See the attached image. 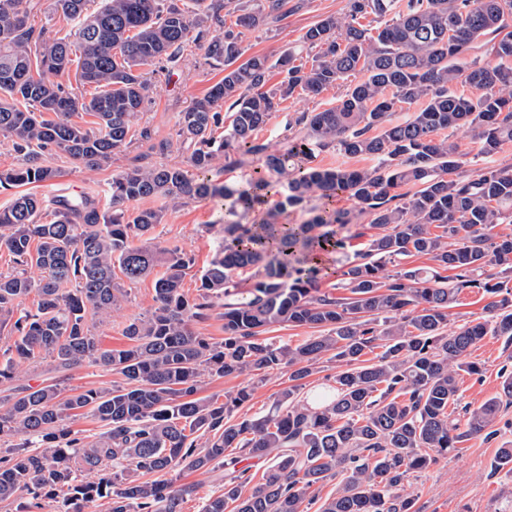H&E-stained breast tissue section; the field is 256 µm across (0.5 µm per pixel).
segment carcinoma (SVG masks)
Returning <instances> with one entry per match:
<instances>
[{
	"mask_svg": "<svg viewBox=\"0 0 512 512\" xmlns=\"http://www.w3.org/2000/svg\"><path fill=\"white\" fill-rule=\"evenodd\" d=\"M93 2L54 0L70 25L56 39L35 27V0H0V137L17 155L0 171V190L54 179L48 154L95 169L148 137L137 129L151 90L143 66H174L194 44L224 77L179 113L190 169L125 168L112 177L106 210L62 197L44 222L41 200L19 191L0 209V249L14 263L0 273V328L16 335L0 381L46 360L57 372L89 364L123 376L68 397L54 379L0 396V441L20 438L0 456V501L85 512L108 497L110 512H181L193 487L167 475L219 468L224 493L204 512H300L316 503L313 487L339 473L336 493L316 512H416L414 498L401 494L407 475L467 437L494 438L502 401L512 404L504 366L503 398L468 406L461 419L448 412L460 373H482L470 356L484 337L501 338L512 362V237L492 234L512 224V166L464 175L468 153L446 134L463 131L478 158L512 141V0H348L275 60L243 58V43L285 18L289 0ZM479 44L497 62L472 56ZM73 63L79 83L97 89L88 100L55 80ZM274 69L283 78L270 86ZM330 87L342 89L336 105L289 116L284 146L258 138L281 101ZM82 112L92 125L73 120ZM331 149L374 164L314 163L315 152ZM249 157L261 161L249 188L218 178L217 167L235 169ZM343 192L356 206L329 207ZM148 198L174 207L224 201L221 238L193 298L183 291L191 257L153 242L163 212L132 206ZM314 199L323 204L305 223H283ZM255 212L258 221H244ZM363 218L374 233L339 268L348 295L320 291L319 260L346 253ZM416 256L434 266H407ZM447 270L452 277L441 275ZM152 275L153 310L124 327L126 347L101 348L88 321L121 310L125 286ZM470 289L488 298L484 314L449 325V310ZM34 290L36 310L21 308ZM213 317L223 321L217 342L194 330ZM304 325L322 331L294 346L266 336ZM324 362L336 364L333 385L311 399L303 380ZM283 368L292 385L264 416L235 417L252 382L222 402L199 396L207 377ZM83 409L105 427L93 441L65 424ZM245 457L270 462L247 496ZM494 470L512 474V444L500 448ZM138 471L157 479L143 482Z\"/></svg>",
	"mask_w": 512,
	"mask_h": 512,
	"instance_id": "cac0c4a2",
	"label": "carcinoma"
}]
</instances>
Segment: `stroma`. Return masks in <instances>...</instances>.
Listing matches in <instances>:
<instances>
[{"instance_id": "stroma-1", "label": "stroma", "mask_w": 512, "mask_h": 512, "mask_svg": "<svg viewBox=\"0 0 512 512\" xmlns=\"http://www.w3.org/2000/svg\"><path fill=\"white\" fill-rule=\"evenodd\" d=\"M290 3L293 10L288 17L269 28L248 34L244 42L248 54H279L297 42L320 18L344 12L347 0H290ZM144 71L151 84V93L138 125L148 129L149 139L135 142L95 170L78 167L62 155L51 156L49 163L57 169V177L32 189L42 200L45 211H52V201L58 194L70 198L86 196L99 206H106L113 175L133 163L186 165L188 152L176 144L178 114L205 95L222 78L223 72L210 64L202 48L195 46L184 52L175 69L165 71L152 64L145 66ZM338 95V89L331 88L314 99L293 97L282 101L260 131V139L281 143L290 113L330 107ZM165 210L164 221L154 228L153 235L162 245L182 249L194 256L195 264L185 277L184 290L195 293L198 278L212 256L224 222V204L219 200H206ZM153 306L152 279L132 285L122 309L95 323L94 334L101 347L126 346L125 325L147 314ZM471 358L482 364L483 373L479 376L461 374V405L476 406L500 398V369L506 358L501 339L485 337L474 347ZM59 379L69 395L91 388L107 389L122 381L117 372L88 364L60 374ZM494 427L497 431L494 439L481 436L469 439L448 456L439 458L426 471L406 477L403 490L413 496L417 512H512V475L491 468L498 448L512 441V404L502 403ZM177 482L194 488L191 495L185 496L181 512H202L209 498L224 491V473L220 470L186 472L178 476Z\"/></svg>"}]
</instances>
